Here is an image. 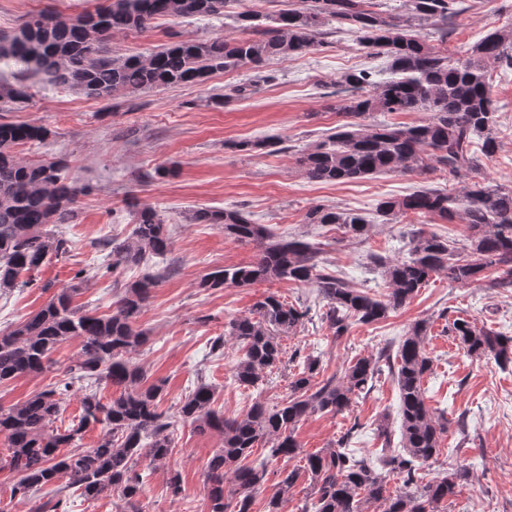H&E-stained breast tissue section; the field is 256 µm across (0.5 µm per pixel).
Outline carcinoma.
Instances as JSON below:
<instances>
[{"label":"carcinoma","mask_w":512,"mask_h":512,"mask_svg":"<svg viewBox=\"0 0 512 512\" xmlns=\"http://www.w3.org/2000/svg\"><path fill=\"white\" fill-rule=\"evenodd\" d=\"M228 0H109L94 11L74 17L39 13L11 34L0 35V63L20 67V74L44 86H72L86 97L109 98L120 91H140L204 82L212 74L250 64L259 69L271 57L302 53L314 46L317 30L336 22L356 34L360 46L391 59L392 77L375 83L364 71L346 73L336 81L337 113L349 118L326 141L299 153L301 172L311 181L338 183L364 179L388 171L422 174L438 167L453 180L465 171H477L475 141L489 158L498 148L494 127L496 108L488 92V69L502 62L512 67V27L496 29L468 46L464 59L450 63L448 54L409 33L406 24L372 9L376 0H314L309 8H292L274 17L261 15L238 0L239 26L249 38L216 35L202 40H180L144 55L123 60L105 48L112 33L144 31L158 18L221 17ZM412 20H448L464 12L462 0H405ZM29 96L19 80L0 86V99L21 105ZM374 112H427L416 124L366 123ZM47 128L0 121V294L29 283V276L51 256L66 253V242L54 227L77 216L78 190L62 174L61 162L30 163L13 149L40 144ZM135 224L130 242L112 247V269L139 265L170 251L171 234L158 212L130 205ZM382 223L392 224L408 214L442 221L460 220L469 234L462 251L435 232L420 229L408 242L407 256L397 260L377 257L388 288L377 299L322 266L321 248L297 237L283 238L265 225L254 224L238 209L200 207L190 214L194 224H213L240 242L254 243L259 257L247 264L217 269L200 287H246L265 281L312 284L327 302L322 320L336 337L343 336L349 320L373 323L411 301L429 279L442 273L451 284L465 286L490 271L494 288H512V188L473 181L454 193L424 189L402 198L379 201ZM305 222L343 229L353 239H364L371 224L360 214L339 207L315 204ZM78 283L61 288L35 314L12 328L0 330V383L42 372L62 343L77 339L80 350L70 372L75 379H92L121 389L102 401L91 391L81 399L77 424L64 431L48 428L60 415L70 383L54 385L4 410L0 434L8 443L0 467L20 474L13 493L25 500L31 492L64 477L67 487L86 500L117 492L127 503L140 493L147 476L163 465L173 451L172 422L158 412L163 388L144 385V374L131 354L146 343L135 323L157 283L145 275L129 282L112 303V313L96 316L74 305ZM307 311L270 293L248 316L231 320L227 335L243 356L233 377L245 388L263 384L268 371L282 361L281 338L297 329ZM451 330L466 353L490 357L501 366L512 364V337L478 328L456 319ZM427 323H415L396 353L384 351L351 361L342 375L313 382L317 362H303L290 382L285 402L268 406L254 402L241 417L227 418L212 405L214 388L199 384L178 411L181 420L202 433L222 439L206 472L211 512H251L253 492L264 482L268 466L281 459L302 456L314 485L313 497L300 512H368L373 505L383 512H441V505L456 493L465 478L462 467L442 477L419 483L417 465L435 459L447 426L436 419L426 403L422 381L431 371L424 352ZM396 382L400 401L399 447L381 449V467L402 478L400 491L388 490L386 474L347 448V430L337 447L301 454L295 430L315 413L342 415L354 398L373 389L381 362ZM101 426L92 448L80 446L89 426ZM269 445L263 461L246 460L259 444ZM70 452L62 454L60 449ZM268 512H281L300 473L282 470ZM231 486H226V483Z\"/></svg>","instance_id":"obj_1"}]
</instances>
